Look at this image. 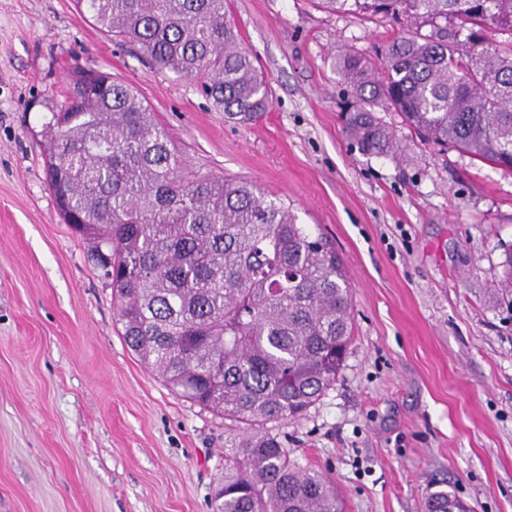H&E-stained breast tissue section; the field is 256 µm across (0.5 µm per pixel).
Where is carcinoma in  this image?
Listing matches in <instances>:
<instances>
[{"mask_svg": "<svg viewBox=\"0 0 512 512\" xmlns=\"http://www.w3.org/2000/svg\"><path fill=\"white\" fill-rule=\"evenodd\" d=\"M74 2L157 67L198 81L225 116L250 122L267 111L269 88L224 0ZM320 2L404 26L379 67L354 50L334 59L357 102L345 132L360 153L397 149L374 116L383 106L428 142L512 169V0ZM47 134L60 215L112 266L128 347L175 394L255 428L224 452L212 512H342L336 485L297 467L265 429L304 415L343 367L351 299L334 245L254 183L184 172L168 133L123 82L78 90ZM426 512L470 508L439 490Z\"/></svg>", "mask_w": 512, "mask_h": 512, "instance_id": "carcinoma-1", "label": "carcinoma"}]
</instances>
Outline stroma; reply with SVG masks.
Wrapping results in <instances>:
<instances>
[{
	"label": "stroma",
	"mask_w": 512,
	"mask_h": 512,
	"mask_svg": "<svg viewBox=\"0 0 512 512\" xmlns=\"http://www.w3.org/2000/svg\"><path fill=\"white\" fill-rule=\"evenodd\" d=\"M271 105L224 117L195 82L98 27L74 0H0V512H211L242 424L174 394L121 336L92 240L60 218L45 125L69 75L134 87L189 171L250 181L327 235L350 277L353 338L335 385L269 426L344 512H425L445 489L512 512V172L425 143L377 110L396 153L352 149L333 59L377 61L389 17L313 0H224Z\"/></svg>",
	"instance_id": "obj_1"
}]
</instances>
